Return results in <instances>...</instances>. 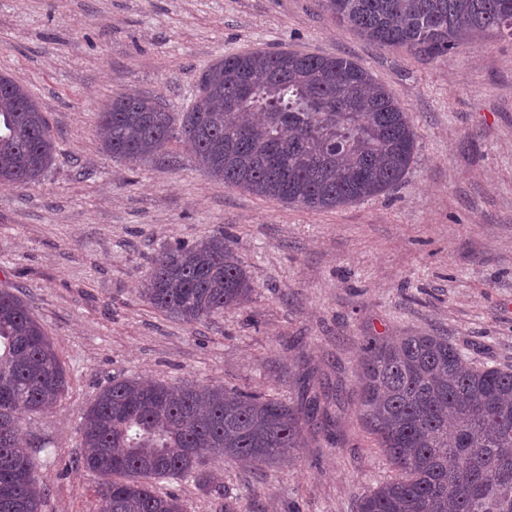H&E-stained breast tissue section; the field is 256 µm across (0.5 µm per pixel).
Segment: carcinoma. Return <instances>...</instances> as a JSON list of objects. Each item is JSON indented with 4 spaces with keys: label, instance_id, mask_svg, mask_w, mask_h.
Here are the masks:
<instances>
[{
    "label": "carcinoma",
    "instance_id": "obj_1",
    "mask_svg": "<svg viewBox=\"0 0 512 512\" xmlns=\"http://www.w3.org/2000/svg\"><path fill=\"white\" fill-rule=\"evenodd\" d=\"M337 24L379 46L445 56L477 33L512 36V0H324ZM102 149L140 164L171 141L200 171L259 196L329 210L383 194L407 174L417 133L368 71L344 57L288 50L224 57L202 70L185 112L138 94L98 112ZM55 159V136L25 86L0 74V182L31 186ZM254 291L224 231L160 251L143 288L187 324L247 303ZM360 405L393 475L358 512H512V369L479 365L446 336L371 338ZM69 387L60 357L23 299L0 290V512H42L39 464L18 446L27 417ZM318 401L192 382L115 379L81 425L80 463L99 479L97 512H184L159 480L194 478L218 496L211 459L285 461Z\"/></svg>",
    "mask_w": 512,
    "mask_h": 512
}]
</instances>
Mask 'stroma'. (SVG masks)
<instances>
[{"instance_id":"obj_1","label":"stroma","mask_w":512,"mask_h":512,"mask_svg":"<svg viewBox=\"0 0 512 512\" xmlns=\"http://www.w3.org/2000/svg\"><path fill=\"white\" fill-rule=\"evenodd\" d=\"M279 49L349 58L391 92L418 135L401 183L316 211L212 180L175 141L146 165L101 151L112 98L183 112L215 59ZM0 74L27 87L57 141L39 184H0V289L19 292L69 380L56 411L23 425L43 512H96L79 429L115 378L319 398L288 462L211 461L226 497L159 481L185 512H357L391 474L360 408L364 340L445 336L512 368V39L486 32L431 59L362 39L322 0H0ZM220 228L250 301L194 325L153 309L140 288L157 253Z\"/></svg>"}]
</instances>
